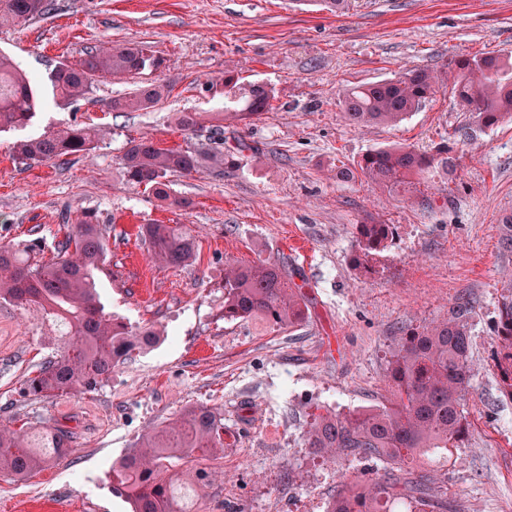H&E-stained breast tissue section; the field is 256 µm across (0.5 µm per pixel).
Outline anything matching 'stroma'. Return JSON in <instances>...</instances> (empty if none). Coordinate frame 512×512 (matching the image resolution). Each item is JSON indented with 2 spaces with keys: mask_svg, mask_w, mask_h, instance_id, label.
<instances>
[{
  "mask_svg": "<svg viewBox=\"0 0 512 512\" xmlns=\"http://www.w3.org/2000/svg\"><path fill=\"white\" fill-rule=\"evenodd\" d=\"M141 45L158 58L134 78L99 77L75 102L54 100L60 62L104 46ZM36 76L43 99L30 126L0 132V242L38 241L52 257L83 215L106 225V262L96 273L106 311L154 326L160 341L135 349L97 390L53 399L23 395L28 377L62 342L37 307L0 304V427L60 423L71 452L24 479L0 473V512H131L113 494L112 462L142 435L185 409L224 415V457L201 512H326L341 478L370 480L380 462L311 453L303 432L314 414L378 405L390 351L407 329L446 317L459 296L473 303L474 377L465 397L468 433L437 474L451 512H512V400L494 366L501 273L499 247L512 215V121L470 144L467 119L440 88L394 126L357 128L339 93L405 69L452 72L477 52L512 56V0H55L48 14L0 25V53ZM267 85L272 111L224 121V75ZM148 84L169 93L144 110L112 99ZM206 119L182 132L177 113ZM89 125L96 145L63 161L20 163L19 140L53 127ZM250 145L234 168L168 175L169 199L129 181L130 140L165 148ZM395 144L450 145L454 168L431 171L418 202L365 178L340 179L369 151ZM394 228L372 273L355 268V226ZM144 224H185L196 256L185 267L154 263ZM287 263L304 294L301 325L224 318V262Z\"/></svg>",
  "mask_w": 512,
  "mask_h": 512,
  "instance_id": "35a3bbf8",
  "label": "stroma"
}]
</instances>
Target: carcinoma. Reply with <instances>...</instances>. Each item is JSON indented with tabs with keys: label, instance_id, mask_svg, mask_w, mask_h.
Returning a JSON list of instances; mask_svg holds the SVG:
<instances>
[{
	"label": "carcinoma",
	"instance_id": "cac0c4a2",
	"mask_svg": "<svg viewBox=\"0 0 512 512\" xmlns=\"http://www.w3.org/2000/svg\"><path fill=\"white\" fill-rule=\"evenodd\" d=\"M51 0H0V23L41 16ZM147 49L110 46L91 50L77 64L61 63L50 81L65 100L84 96L98 76L132 77L153 65ZM443 73L409 69L385 82L343 89L341 104L349 121L365 126L395 124L445 84ZM37 80L0 55V131L27 127L35 116ZM237 78L224 74V119L243 121L273 110L275 96L264 84L236 92ZM454 92L470 112L469 122L455 131L468 144L478 134L512 120V59L480 54L455 63ZM165 93L150 84L115 99L114 110L149 108ZM97 137L89 126L71 125L16 144L22 160L51 161L86 155ZM251 146L243 140L234 149L205 144L169 149L149 140H132L122 157L129 180L152 185L168 197L165 179L190 174L202 166L231 169L236 157ZM447 147L434 154L411 147L373 150L358 162L361 175L391 191L413 195L418 180L430 170L451 166ZM140 236L153 260L168 268L187 265L195 253L192 229L184 224H145ZM392 230L387 224H358L355 266L373 269L376 253L386 247ZM107 228L86 216L71 235L58 243L56 255L42 261L26 246L0 242V299L19 308L35 305L60 328L61 353L43 363L26 380L37 398L85 393L96 387L131 350L156 342L151 327L133 328L105 311L96 290L95 272L105 261ZM300 286L276 262L224 263V319L258 318L281 328L304 319ZM472 303L460 297L448 317L400 337L390 353L386 374L389 393L380 406L350 413L315 415L304 432L305 447L328 458L352 456L384 463L377 478L345 479L327 512H438L431 485L437 474L412 463L440 454L449 463L466 431L463 401L474 375L470 318ZM499 352L496 368L501 394L512 400V274L502 277L498 300ZM69 431L57 425L0 429V472L25 478L70 453ZM224 457V418L200 406L185 410L174 421L142 436L112 466V492L133 512H198L204 489L214 480L210 460Z\"/></svg>",
	"mask_w": 512,
	"mask_h": 512
}]
</instances>
